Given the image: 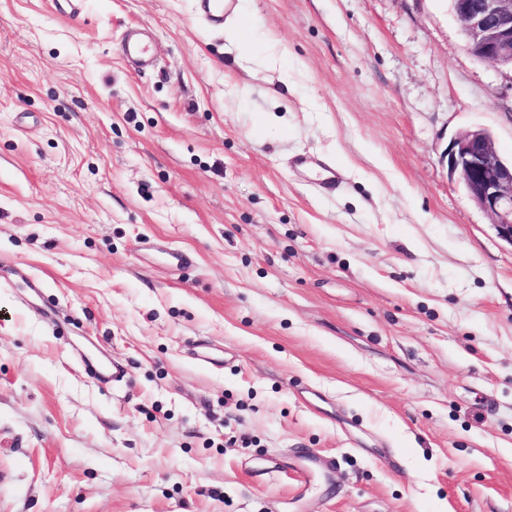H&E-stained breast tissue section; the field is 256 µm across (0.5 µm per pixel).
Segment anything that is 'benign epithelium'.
I'll return each mask as SVG.
<instances>
[{"mask_svg": "<svg viewBox=\"0 0 512 512\" xmlns=\"http://www.w3.org/2000/svg\"><path fill=\"white\" fill-rule=\"evenodd\" d=\"M462 23L466 51L512 68V0H451ZM448 171L471 201L492 216L497 235L512 245V161L495 151L491 134L468 130L448 148Z\"/></svg>", "mask_w": 512, "mask_h": 512, "instance_id": "obj_1", "label": "benign epithelium"}]
</instances>
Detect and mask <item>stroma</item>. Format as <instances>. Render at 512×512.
Segmentation results:
<instances>
[{
	"label": "stroma",
	"mask_w": 512,
	"mask_h": 512,
	"mask_svg": "<svg viewBox=\"0 0 512 512\" xmlns=\"http://www.w3.org/2000/svg\"><path fill=\"white\" fill-rule=\"evenodd\" d=\"M243 7L0 0V512H512V245L445 158L512 157V69L450 0ZM121 50L125 57L145 69L153 64V56L150 46L138 38L132 31H126L121 43Z\"/></svg>",
	"instance_id": "obj_1"
}]
</instances>
